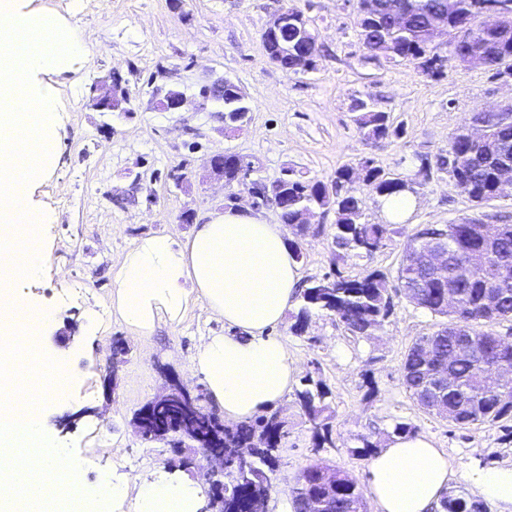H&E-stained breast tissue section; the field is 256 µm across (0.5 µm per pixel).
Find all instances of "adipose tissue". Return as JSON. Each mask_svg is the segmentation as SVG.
<instances>
[{"instance_id": "adipose-tissue-1", "label": "adipose tissue", "mask_w": 512, "mask_h": 512, "mask_svg": "<svg viewBox=\"0 0 512 512\" xmlns=\"http://www.w3.org/2000/svg\"><path fill=\"white\" fill-rule=\"evenodd\" d=\"M301 275L284 224L248 209L209 215L178 241L167 234L143 239L115 272L112 308L138 334L151 335L161 321L178 322L195 301L223 317L229 331L208 337L192 367L227 424L256 419L287 394L297 372L274 329L296 300ZM457 478L477 496L512 512V464L455 466L426 437L398 434L368 466L375 512H435ZM141 512H197V484L138 479Z\"/></svg>"}]
</instances>
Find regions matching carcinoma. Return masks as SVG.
I'll return each instance as SVG.
<instances>
[{
    "instance_id": "carcinoma-1",
    "label": "carcinoma",
    "mask_w": 512,
    "mask_h": 512,
    "mask_svg": "<svg viewBox=\"0 0 512 512\" xmlns=\"http://www.w3.org/2000/svg\"><path fill=\"white\" fill-rule=\"evenodd\" d=\"M404 4V19L400 24L388 14L377 22H362L359 39L366 48L378 47L387 36H392L402 59L415 62L419 71L427 76L442 73L441 61L455 60L456 50L448 46L447 54H440L441 44L427 39V18L446 5L447 0H401ZM494 0H456V15L448 18L454 26L457 17L469 16L473 21V36L488 55V68L512 71V36L506 38L495 29H487L477 22L473 10L478 4H490ZM288 15V29L278 34L263 32L266 54L278 51L281 43L296 45L297 51H305L316 58L319 46L316 41L298 36L301 25L307 24L302 10L295 6L284 9ZM222 104L224 126L235 127L248 120L250 108L235 92V84L225 82L224 92L215 97ZM355 122L366 140L377 143L389 137H400L404 129L394 124L390 115L370 106L366 101L356 102ZM481 119L487 128L493 152L486 153L479 144L470 142L464 130L454 133L448 141V149L435 156V166L448 173L451 182L468 181L469 199L481 206L497 198V173L502 163L512 165V123L502 121L495 112H486ZM252 163L242 157L224 158V186L232 191L247 185L246 179ZM378 196L385 197L401 191L394 177L375 166L371 159L354 169L343 166L336 170L332 185L320 181L302 180L290 173L285 175V196L276 200L282 223L292 228L298 236L306 230L300 224L301 211L306 206L327 207L337 214L336 246L358 254L371 255L384 246L386 239L394 233L390 224H368L358 222L356 211L363 206V199L354 194L348 184L357 174ZM480 222L449 224L443 239L431 237L432 226L420 228L410 245L421 252L431 245L450 249L453 255L448 265L439 268H423L418 263L400 264L397 287L404 294L418 297V306L428 313L444 318L436 331L420 337L405 355L402 366L403 384L413 399L422 397L428 388L432 367L439 359L451 360V384L435 396L438 410L430 411L443 420L454 424L473 425L489 420H498L512 413V380L493 383L483 379L485 363H507L512 365V346L502 348L493 338V333L484 327L502 321L512 322V224H497L493 250L479 268L470 263V253L480 249L483 239ZM451 281L457 285V305L448 307L444 284ZM300 307L295 315L293 329L301 330L305 320L313 311L336 315L346 330L353 336L368 337L373 328L388 317L392 310L387 276L374 271L361 279H348L341 275L326 277L308 283L298 289ZM460 320L470 327L474 348L483 352L481 360L456 356L448 338V324ZM324 393L310 390L297 392V403L314 429L321 443L328 442L329 423L325 412L328 405L323 401ZM181 415L185 428L199 436L198 450L208 446L207 437L214 428L206 418H198L174 402L160 410H152L144 420L145 439L169 441L167 428L173 415ZM287 435L286 421L276 411L267 413L252 422L224 429L222 439L226 464L229 471L236 469L233 455L237 448L255 447L253 467L241 471L224 485V510L230 512L234 497H253L270 493V473L274 472L277 457L274 452ZM330 469L316 463L304 469L297 484L326 498L324 512H364L363 496L358 484L341 471L335 472L334 487L325 490L320 483L321 472ZM441 512H487L486 505L465 496H444L440 500Z\"/></svg>"
}]
</instances>
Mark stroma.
Returning <instances> with one entry per match:
<instances>
[{
  "label": "stroma",
  "instance_id": "1",
  "mask_svg": "<svg viewBox=\"0 0 512 512\" xmlns=\"http://www.w3.org/2000/svg\"><path fill=\"white\" fill-rule=\"evenodd\" d=\"M302 9L320 52L314 70L287 73L272 64L262 34L289 2ZM25 13L56 15L76 29L83 50L61 69L33 74L36 89L56 102L60 158L53 173L31 186V205L43 212L41 272L21 292L35 306L53 308L56 323L37 346L52 352L56 334L67 343L72 377L64 402L42 409L46 433L72 450L93 490L99 473H111L126 495L112 512H138L136 478L185 477L169 444L148 442L134 427L135 413L160 394L166 378L202 387L191 369L195 348L222 334L224 322L205 304L191 305L174 325L134 334L112 313V273L141 238L165 233L183 239L193 223L224 206V183L211 172L213 152L226 150L254 165L250 180L272 182L283 169L330 183L338 168L373 159L385 171L412 181L417 205L384 246L366 256L339 250L336 213L314 210L313 230L300 242L302 280L338 273L357 278L378 270L396 280L403 250L426 224H460L491 216L512 224V198L476 207L446 172L417 177L422 156L446 149L473 113L512 100V75L448 62L443 76L420 74L406 60H371L359 40L358 0H15ZM169 71L186 96L179 112L163 110L150 83ZM129 82L127 112H100L88 104L91 86L109 72ZM237 84L251 108L238 129L224 126L215 102H203V85L217 77ZM373 100L403 124L402 137L367 142L355 121L356 100ZM194 213L193 223L182 219ZM79 301L64 300L70 287ZM372 336H351L338 318L312 313L301 333L286 316L276 334L299 369L278 408L287 436L276 452L269 512H289L293 489L309 465L325 462L367 484V465L385 447L396 424L432 439L470 468L512 462V417L455 425L421 409L402 383L403 359L413 343L438 327V317L402 294ZM118 362V389L108 394L103 375ZM322 389L333 416L330 441L317 446L297 403L303 389Z\"/></svg>",
  "mask_w": 512,
  "mask_h": 512
}]
</instances>
